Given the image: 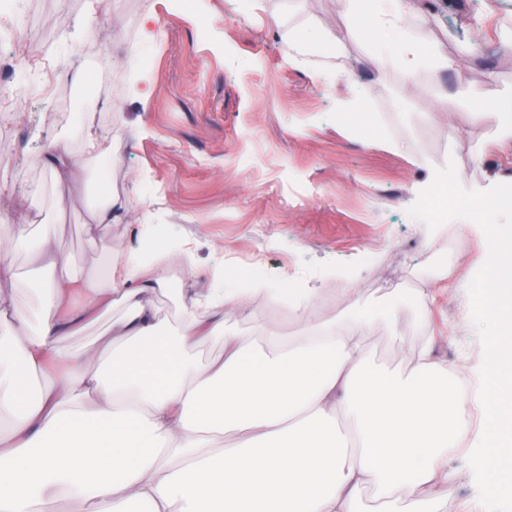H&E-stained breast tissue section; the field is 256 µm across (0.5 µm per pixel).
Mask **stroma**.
<instances>
[{
    "mask_svg": "<svg viewBox=\"0 0 512 512\" xmlns=\"http://www.w3.org/2000/svg\"><path fill=\"white\" fill-rule=\"evenodd\" d=\"M19 29L63 57L57 104L16 103L19 117L0 143V224L26 217L31 235L52 226L74 273L104 272L134 235L186 243L194 265L183 288L206 292L210 272L231 262L256 264L277 288H336L327 268L347 269L367 311L400 307L367 343L374 363L405 367L420 334L434 336L435 357L456 375L496 373L486 344L495 317L485 301V228L512 236V140L498 137L497 97L512 88V0H406L411 25L466 60L440 81L448 93L471 89L478 111L442 109L427 72L407 79L379 63L396 35L364 22L348 34L338 0H19ZM274 11L306 21L310 41L341 37V59L298 56L263 24ZM152 17L143 33L144 17ZM147 62H140L142 49ZM139 69L147 100L130 95ZM103 80L86 95L76 72ZM101 114L119 133L112 188L126 202L123 223L93 227L88 207L55 195L37 160L51 140L81 147L82 128L53 120L55 105ZM456 178L444 188L446 222L426 232L434 204L424 187L435 170ZM500 191L483 214L460 223V201L490 181ZM429 288L430 316L405 307L409 287ZM225 323L263 338L293 335L286 313L228 307ZM488 421L474 411L448 464L462 476L437 497L460 499L458 512H512V497L485 485L488 464L475 447Z\"/></svg>",
    "mask_w": 512,
    "mask_h": 512,
    "instance_id": "stroma-1",
    "label": "stroma"
}]
</instances>
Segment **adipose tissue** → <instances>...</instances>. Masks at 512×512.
I'll return each mask as SVG.
<instances>
[{
	"instance_id": "obj_1",
	"label": "adipose tissue",
	"mask_w": 512,
	"mask_h": 512,
	"mask_svg": "<svg viewBox=\"0 0 512 512\" xmlns=\"http://www.w3.org/2000/svg\"><path fill=\"white\" fill-rule=\"evenodd\" d=\"M404 19V0H376V29L399 33L384 64L409 75L458 66ZM100 147L91 134L82 152L55 140L41 153L59 195L75 192L86 155ZM485 238L496 270L487 298L496 302L512 290V252L493 230ZM194 262L183 246L131 247L80 279L44 232L31 253L48 274L33 319L3 295L16 272L0 261V417L10 421L0 438V512H38L60 499L87 512H447L428 491L453 485L448 455L477 409L489 418L484 445L495 458L483 481L512 475V335L489 339L507 354L497 381L465 394L430 337L405 369L371 365L367 339L379 321L349 282L325 322L315 317L320 295L294 289V336L261 340L227 328L224 309L276 306L277 289L261 278L220 289L218 268L217 289L181 293L185 318L166 326L154 306L161 273ZM107 313L97 341L64 347ZM213 340L219 355L192 357Z\"/></svg>"
}]
</instances>
